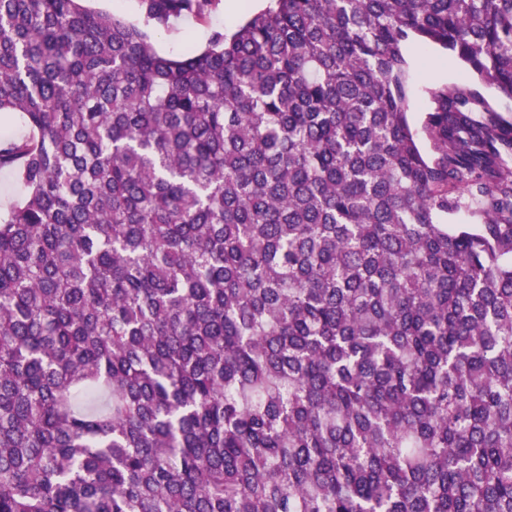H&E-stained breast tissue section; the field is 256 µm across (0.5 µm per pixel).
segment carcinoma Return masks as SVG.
I'll use <instances>...</instances> for the list:
<instances>
[{
    "label": "carcinoma",
    "mask_w": 512,
    "mask_h": 512,
    "mask_svg": "<svg viewBox=\"0 0 512 512\" xmlns=\"http://www.w3.org/2000/svg\"><path fill=\"white\" fill-rule=\"evenodd\" d=\"M269 2L0 0V512H512V0ZM84 5L92 11L114 14L126 21L137 20V2L135 0H88ZM229 4H237L243 8L231 17L230 22L227 14ZM267 4V0H235L234 2L220 0L216 9L208 17L198 19L194 16H182L172 23V29L169 31L151 32V40L156 51L161 55L180 56L184 55L188 49L196 52L207 45L206 42L207 40L209 42L214 31H224V28L234 30L248 15L260 11ZM196 32H205L206 37L202 38L204 34L199 33L200 38H197ZM404 54L410 64L412 96L408 117L413 127H420L422 112H425L429 106L424 92L425 88L441 83H448V85L477 84L483 95L495 108L506 116H512V100L501 96L494 88L480 84L467 66L449 51L434 45L413 41L406 45ZM432 55L447 60L442 71H439L434 65ZM426 61L433 63L431 74H434V77L432 78H427L424 73ZM31 130L22 114L16 112L0 113V143L30 136ZM24 194V187L12 171L0 170V197L5 203L0 205L1 213L4 214L10 206L21 199Z\"/></svg>",
    "instance_id": "obj_1"
}]
</instances>
